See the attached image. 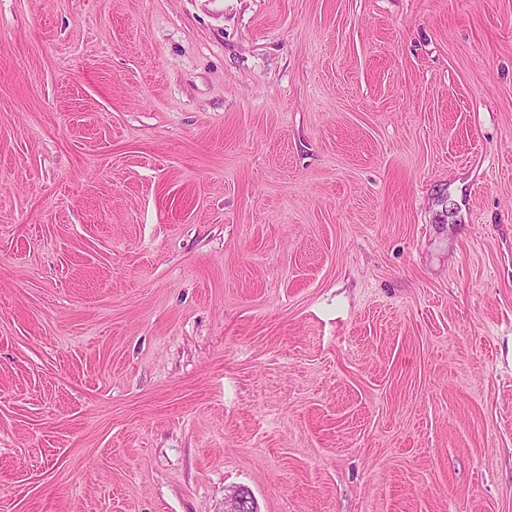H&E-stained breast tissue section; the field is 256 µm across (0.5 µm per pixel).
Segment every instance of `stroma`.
Instances as JSON below:
<instances>
[{"label": "stroma", "mask_w": 512, "mask_h": 512, "mask_svg": "<svg viewBox=\"0 0 512 512\" xmlns=\"http://www.w3.org/2000/svg\"><path fill=\"white\" fill-rule=\"evenodd\" d=\"M512 512V0H0V512ZM224 512H258V508L253 496L239 489L225 498Z\"/></svg>", "instance_id": "obj_1"}]
</instances>
